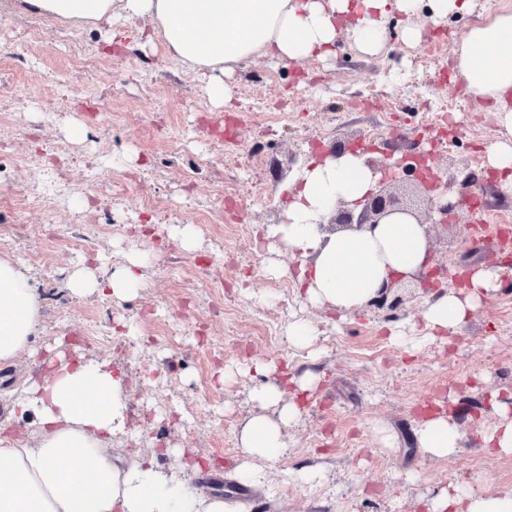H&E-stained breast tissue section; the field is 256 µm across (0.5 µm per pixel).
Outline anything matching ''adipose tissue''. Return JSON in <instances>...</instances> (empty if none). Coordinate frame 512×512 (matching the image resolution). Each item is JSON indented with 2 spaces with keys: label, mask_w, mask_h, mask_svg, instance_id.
Wrapping results in <instances>:
<instances>
[{
  "label": "adipose tissue",
  "mask_w": 512,
  "mask_h": 512,
  "mask_svg": "<svg viewBox=\"0 0 512 512\" xmlns=\"http://www.w3.org/2000/svg\"><path fill=\"white\" fill-rule=\"evenodd\" d=\"M21 10L51 20L77 21L120 36L116 19L153 23L148 45H161L172 61L207 78L214 106L230 91L225 82L233 65L262 54L283 63L329 57L342 32L351 33L367 51L381 47L386 19L401 13L407 23L401 37L418 42L422 29L414 19L428 9L433 25L469 10L472 0H17ZM468 93L484 100L503 128L490 143V166L512 185V14L472 28L455 62ZM380 177L363 153L341 152L309 160L294 180L290 202L278 224H267L256 240L260 249L284 245L300 264L293 278L303 302L330 313H352L376 300L384 285L426 272L432 264L425 225L395 214L384 223L321 231L317 219L338 201L362 199ZM152 253L131 252L125 264L108 274L89 267L74 270L69 290L125 301L146 285ZM500 271L475 267L467 285L431 296L421 323L425 336L454 333L488 293L499 286ZM43 317L40 293L23 265L0 255V365H10L30 348ZM284 387L267 382L254 388L255 401L278 410L258 415L239 430L245 461L241 483L262 478L260 463L278 461L286 451L284 428L302 413L284 399ZM12 421L30 424L36 443L0 423V512H224V499L197 490L189 465L159 468L142 458L125 466L112 463V438L122 431L127 408L124 380L110 361L59 358L35 381L11 389ZM496 424L482 434L485 449L512 454V400L492 398ZM421 451L447 460L457 454L464 435L453 415L422 417L415 430ZM428 512H512V491L477 494L465 487L441 490Z\"/></svg>",
  "instance_id": "ef3b65f1"
}]
</instances>
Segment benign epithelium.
<instances>
[{
  "mask_svg": "<svg viewBox=\"0 0 512 512\" xmlns=\"http://www.w3.org/2000/svg\"><path fill=\"white\" fill-rule=\"evenodd\" d=\"M430 151H419L413 160L396 158L377 166L379 171H391V175L379 179L373 190L367 193L359 202L351 206L345 202L338 203L335 221L347 227L353 225L379 224L394 214H406L414 217L419 224H446L448 217L460 205L461 196L472 191L477 186L479 178L471 171L463 170L457 179L459 197L448 196V191L440 194H430L422 200L423 207L404 194L397 192V188H406L411 185H421L429 189L422 178L423 164Z\"/></svg>",
  "mask_w": 512,
  "mask_h": 512,
  "instance_id": "obj_1",
  "label": "benign epithelium"
}]
</instances>
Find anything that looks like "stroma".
<instances>
[{
	"label": "stroma",
	"instance_id": "obj_1",
	"mask_svg": "<svg viewBox=\"0 0 512 512\" xmlns=\"http://www.w3.org/2000/svg\"><path fill=\"white\" fill-rule=\"evenodd\" d=\"M491 18L485 0H473L469 12L436 27L419 17L425 31L413 45L401 41L404 18L395 13L375 54L344 35L325 60L287 65L258 55L236 68L232 101L216 108L201 74L141 48L148 20L110 46L99 31L1 8L0 95L15 106L0 110V140L12 157L0 182V253L27 269L44 320L34 355L0 368V378L32 379L60 349L111 360L127 395L114 462L152 457L167 470L182 458L211 459L231 477L243 460L238 430L263 411L251 392L264 378L246 364L276 365V381L285 370L318 373L317 388L298 395L304 411L285 431V455L263 464L248 506L229 499L226 512H427L429 498L451 484L512 490V455L486 451L480 434L496 422L493 394L512 392L511 286L491 292L449 341L421 342L411 354L387 329L420 319L421 279L398 282L386 305L334 322L271 273L274 262L296 266L295 256L255 247L261 226L281 222L297 171L313 156L357 145L379 163L437 139L431 178L450 183L473 171L484 213L512 214V187L494 177L485 153L500 128L453 77L463 35ZM408 72L418 89L402 84ZM88 97L97 101V121L84 140L70 141L65 128L86 123ZM428 100L465 109L451 113L441 135L420 113ZM220 121L234 127V155L213 131ZM50 180L54 207L36 205L34 194ZM90 195L108 223H86L73 208V197ZM172 224L194 225L195 247L172 240ZM472 225L461 208L448 226L428 227L435 267L512 266L498 244L476 242ZM133 249L155 255L136 298L118 304L67 288L78 263L111 269ZM296 319L318 328L310 349L288 340ZM127 322L135 335H125ZM441 406L465 434L447 460L423 456L415 440L419 414ZM305 468L324 470L325 483L301 482Z\"/></svg>",
	"mask_w": 512,
	"mask_h": 512
}]
</instances>
